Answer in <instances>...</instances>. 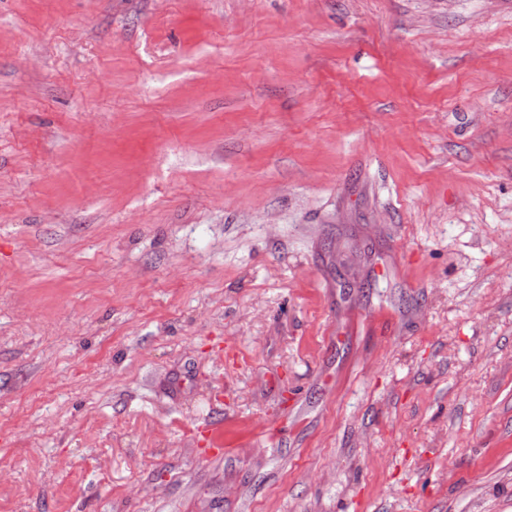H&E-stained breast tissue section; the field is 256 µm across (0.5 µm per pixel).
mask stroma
I'll return each instance as SVG.
<instances>
[{"instance_id": "1", "label": "stroma", "mask_w": 512, "mask_h": 512, "mask_svg": "<svg viewBox=\"0 0 512 512\" xmlns=\"http://www.w3.org/2000/svg\"><path fill=\"white\" fill-rule=\"evenodd\" d=\"M0 512H512V0H0Z\"/></svg>"}]
</instances>
